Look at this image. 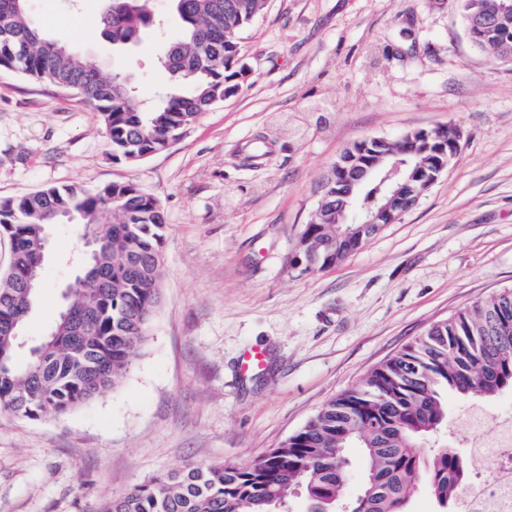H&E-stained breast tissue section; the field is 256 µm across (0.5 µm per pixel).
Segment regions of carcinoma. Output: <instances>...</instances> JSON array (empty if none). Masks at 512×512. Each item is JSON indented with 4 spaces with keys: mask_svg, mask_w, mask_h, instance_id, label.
<instances>
[{
    "mask_svg": "<svg viewBox=\"0 0 512 512\" xmlns=\"http://www.w3.org/2000/svg\"><path fill=\"white\" fill-rule=\"evenodd\" d=\"M27 0H0V69L72 92L97 112L112 157L141 156L166 147L167 137L238 90L239 32L257 19L266 0H171L182 22L181 39L162 64L184 93L165 94L146 111L126 78H108L96 64L34 27ZM465 23L479 13L499 19L477 46L498 61L512 62V0H460ZM152 23L150 0H110L96 19L100 34L115 45L134 44ZM456 129H433L429 144L414 155L431 156L435 142ZM84 224L99 239L100 284L78 283L65 307L86 322L81 336L59 319L41 340L25 344L12 320L27 318L24 276L32 268L44 228L62 214ZM166 222L158 201L133 183L95 189L80 184L44 188L0 199V235L12 259L0 273V411L37 419L63 415L116 387L148 336L160 299ZM303 263L329 267L358 250L338 224L318 219L304 225ZM28 346V363H14ZM512 390V290L480 299L436 323L374 368L366 378L328 400L296 433L262 459L246 464H188L112 498L105 512H291L301 493L305 512H410L427 491L448 512L466 484L464 454L451 447L426 455L429 437L448 427V395L489 399ZM362 448L359 492H345V449Z\"/></svg>",
    "mask_w": 512,
    "mask_h": 512,
    "instance_id": "1",
    "label": "carcinoma"
}]
</instances>
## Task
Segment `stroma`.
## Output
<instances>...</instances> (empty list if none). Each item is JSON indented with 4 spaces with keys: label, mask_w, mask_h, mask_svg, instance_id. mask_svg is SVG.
I'll use <instances>...</instances> for the list:
<instances>
[{
    "label": "stroma",
    "mask_w": 512,
    "mask_h": 512,
    "mask_svg": "<svg viewBox=\"0 0 512 512\" xmlns=\"http://www.w3.org/2000/svg\"><path fill=\"white\" fill-rule=\"evenodd\" d=\"M55 40L132 80L147 106L171 81L181 36L118 49L90 20L104 0H28ZM238 92L166 149L113 159L97 112L74 94L0 70V198L49 186L131 182L166 217L161 301L123 382L66 415L0 411V512H104L109 499L188 463L261 459L331 397L434 322L512 289V64L469 39L458 0H267L241 34ZM452 126L461 148L417 205L341 263L294 262L320 182L354 142ZM51 228L27 340L55 322L83 249ZM266 365L243 370L252 348ZM512 412V392L448 400Z\"/></svg>",
    "instance_id": "1"
}]
</instances>
